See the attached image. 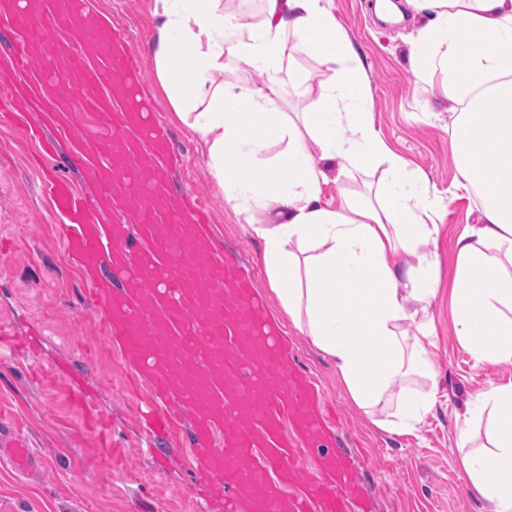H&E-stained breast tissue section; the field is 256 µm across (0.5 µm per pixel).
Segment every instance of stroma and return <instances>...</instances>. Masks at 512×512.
Masks as SVG:
<instances>
[{"mask_svg":"<svg viewBox=\"0 0 512 512\" xmlns=\"http://www.w3.org/2000/svg\"><path fill=\"white\" fill-rule=\"evenodd\" d=\"M91 2L137 54L156 117L186 158L174 187L209 201L214 243L242 252L260 289H267L262 243L249 227L258 211L234 212L217 194L195 136L176 119L154 77L153 0ZM375 3L331 0V10L364 60L375 130L407 172L426 175L435 200L438 232L428 250L439 280L430 306L438 341L431 356L437 403L416 431L389 433L355 406L335 366L305 335L292 328L288 337L298 367L316 377L324 403L335 406L339 443L356 455L377 512H491L465 478L455 443L458 418L476 394L492 382L512 384V365L477 363L454 332L455 242L479 226L481 215V195L465 185L454 158L452 130L463 105L441 72L419 73L410 59V43L427 17L407 8L400 22H387L377 16ZM30 153L20 131L0 127V323L27 334L29 342L19 355L0 349V414L27 438L38 460L28 474L0 462V512H207L181 436L152 443L141 431L145 392L131 387L116 348L85 302L81 271L57 246L59 221L27 165ZM327 168L329 198L346 193L365 202L383 178L382 169L353 162ZM59 364L95 388L99 407L111 418L104 437L84 430L65 378L54 372Z\"/></svg>","mask_w":512,"mask_h":512,"instance_id":"35a3bbf8","label":"stroma"}]
</instances>
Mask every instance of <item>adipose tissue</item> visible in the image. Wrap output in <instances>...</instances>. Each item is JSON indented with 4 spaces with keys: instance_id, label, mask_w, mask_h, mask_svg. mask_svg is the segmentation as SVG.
<instances>
[{
    "instance_id": "adipose-tissue-1",
    "label": "adipose tissue",
    "mask_w": 512,
    "mask_h": 512,
    "mask_svg": "<svg viewBox=\"0 0 512 512\" xmlns=\"http://www.w3.org/2000/svg\"><path fill=\"white\" fill-rule=\"evenodd\" d=\"M331 0H263L245 24L226 0H154L155 77L178 120L203 148L211 181L234 211L259 208L269 287L285 319L330 357L366 415L390 411L381 426L415 431L437 401L430 377L436 343L429 306L436 267L426 247L437 225L425 179L403 173L370 122L361 57L337 23ZM429 23L412 42L417 66L439 67L467 105L454 124L458 173L482 195V222L456 242L455 334L476 362L512 364V0H406ZM309 50L338 65L319 83L284 69ZM262 74L258 84L225 79L228 62ZM316 89L318 108L293 119L289 84ZM279 153H272L274 144ZM386 165L379 205L325 200L323 164ZM415 261L398 276V258ZM419 333L400 330L402 321ZM485 443L472 446L473 422ZM461 467L492 512H512V385L489 384L457 431Z\"/></svg>"
}]
</instances>
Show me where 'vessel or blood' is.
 Segmentation results:
<instances>
[{
    "label": "vessel or blood",
    "instance_id": "vessel-or-blood-1",
    "mask_svg": "<svg viewBox=\"0 0 512 512\" xmlns=\"http://www.w3.org/2000/svg\"><path fill=\"white\" fill-rule=\"evenodd\" d=\"M82 11L83 0H51L37 19L17 0L0 9L11 35L0 70L17 75L0 86V118L47 154L46 131H62L95 186L90 197L47 171L41 192L89 308L155 403L151 429L168 434L190 417L214 512H353L363 488L343 449H319L327 423L315 380L296 369L240 251L208 247L209 204L172 187L176 150L152 120L132 49L109 27L86 39ZM84 110L106 136H76ZM70 397L85 425L101 428L80 381ZM0 455L24 470L33 459L16 434L0 433Z\"/></svg>",
    "mask_w": 512,
    "mask_h": 512
}]
</instances>
